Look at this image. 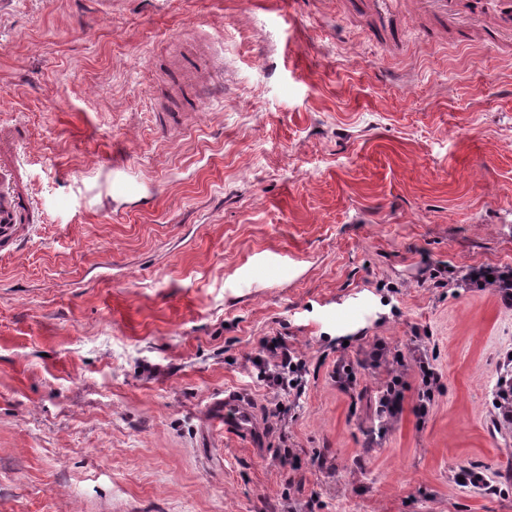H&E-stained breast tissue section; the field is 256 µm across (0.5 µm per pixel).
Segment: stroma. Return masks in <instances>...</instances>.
<instances>
[{"mask_svg":"<svg viewBox=\"0 0 512 512\" xmlns=\"http://www.w3.org/2000/svg\"><path fill=\"white\" fill-rule=\"evenodd\" d=\"M402 24L377 41L358 0H0V125L41 201L0 254V512H512V309L433 276L512 266V43ZM188 55L206 90L170 133ZM415 335L444 390L374 439L385 369L332 372ZM266 336L307 362L286 408L250 373ZM230 391L253 438L224 428ZM474 464L497 492L453 482ZM496 401L500 405H496ZM493 405L495 409V422L498 425L512 427V358L508 353L500 367L494 392Z\"/></svg>","mask_w":512,"mask_h":512,"instance_id":"obj_1","label":"stroma"}]
</instances>
